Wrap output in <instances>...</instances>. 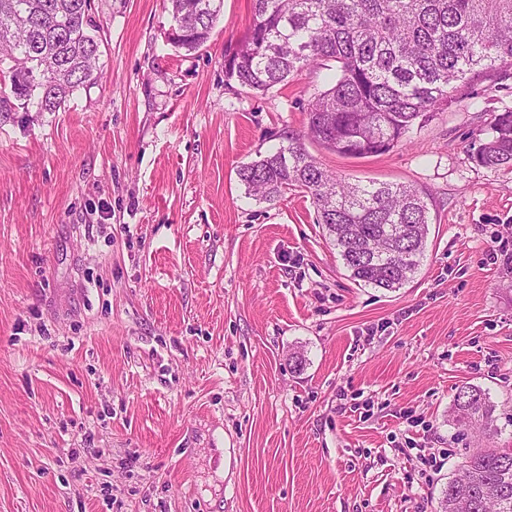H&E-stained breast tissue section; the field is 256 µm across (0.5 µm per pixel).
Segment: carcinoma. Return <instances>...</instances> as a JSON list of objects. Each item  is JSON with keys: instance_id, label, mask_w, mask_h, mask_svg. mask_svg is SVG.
Instances as JSON below:
<instances>
[{"instance_id": "1", "label": "carcinoma", "mask_w": 512, "mask_h": 512, "mask_svg": "<svg viewBox=\"0 0 512 512\" xmlns=\"http://www.w3.org/2000/svg\"><path fill=\"white\" fill-rule=\"evenodd\" d=\"M192 52L208 42L224 0H168ZM93 0H0V112L14 97L57 112L96 83L101 42ZM253 22L224 51L227 84L256 93L285 86L305 69L332 66L335 81L309 103L304 132L238 170L248 195L272 202L307 194L350 278L394 291L413 279L429 234L428 195L400 183L353 184L324 169L309 138L347 158L384 154L414 126L443 112L458 89L501 78L512 63V0H253ZM476 165L512 169V109L497 115L472 153ZM458 420L490 412L479 390L455 397ZM512 512V448L473 453L442 491L440 512Z\"/></svg>"}]
</instances>
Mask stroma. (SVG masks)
I'll list each match as a JSON object with an SVG mask.
<instances>
[{
	"label": "stroma",
	"mask_w": 512,
	"mask_h": 512,
	"mask_svg": "<svg viewBox=\"0 0 512 512\" xmlns=\"http://www.w3.org/2000/svg\"><path fill=\"white\" fill-rule=\"evenodd\" d=\"M101 75L0 112V512H439L465 457L512 448V172L471 158L512 78L462 87L345 181L407 183L432 222L414 279L349 277L310 198L237 171L302 132L327 71L256 93L167 0H95ZM479 389L489 431L454 400Z\"/></svg>",
	"instance_id": "obj_1"
}]
</instances>
